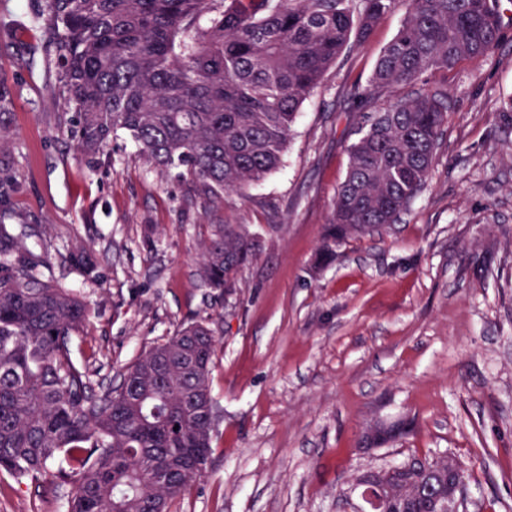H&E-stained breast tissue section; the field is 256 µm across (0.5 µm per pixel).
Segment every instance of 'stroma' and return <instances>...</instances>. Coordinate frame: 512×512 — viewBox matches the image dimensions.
I'll list each match as a JSON object with an SVG mask.
<instances>
[{"label":"stroma","mask_w":512,"mask_h":512,"mask_svg":"<svg viewBox=\"0 0 512 512\" xmlns=\"http://www.w3.org/2000/svg\"><path fill=\"white\" fill-rule=\"evenodd\" d=\"M44 6L0 0V75L15 100L1 119L13 134L8 221L42 232L54 281L88 305L76 345L97 352L98 378L187 319H212L220 418L178 512H354L355 472L445 452L471 473L457 512H512V112L501 108L512 96V0H499L492 52L358 108L350 95L400 30L399 0L300 106L280 168L214 204L177 171L152 168L125 133L90 159L59 132L66 104ZM436 89L448 115L423 190L396 223L313 270L369 110ZM213 224L269 242L229 295L195 277ZM80 244L97 279L68 260ZM403 414L412 433L360 452L372 418ZM56 471L14 484L0 512H67L73 487Z\"/></svg>","instance_id":"stroma-1"}]
</instances>
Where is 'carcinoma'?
<instances>
[{"instance_id":"obj_1","label":"carcinoma","mask_w":512,"mask_h":512,"mask_svg":"<svg viewBox=\"0 0 512 512\" xmlns=\"http://www.w3.org/2000/svg\"><path fill=\"white\" fill-rule=\"evenodd\" d=\"M399 0H45L61 126L88 157L123 131L141 155L180 169L206 200L278 169L298 111L350 46ZM401 30L379 53L362 103L448 71L499 42L492 0H405ZM447 93L421 92L368 120L318 254L393 224L424 188L447 120ZM14 183L0 176V473L20 482L57 457L68 512H175L212 454L215 331L192 319L117 373L93 379L75 353L88 309L49 276L50 260L5 223ZM258 258L243 224H213L197 279L231 292ZM448 457H412L399 480L447 494Z\"/></svg>"}]
</instances>
